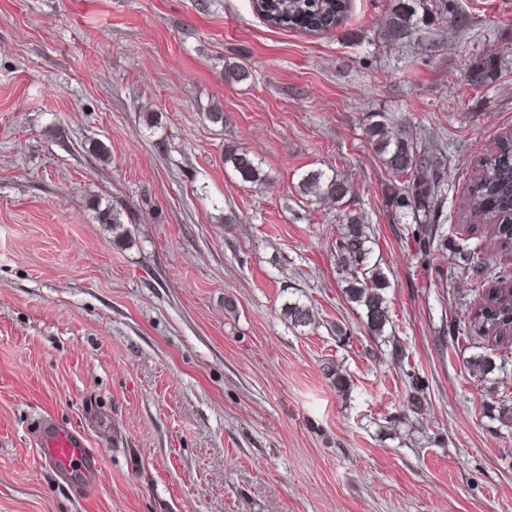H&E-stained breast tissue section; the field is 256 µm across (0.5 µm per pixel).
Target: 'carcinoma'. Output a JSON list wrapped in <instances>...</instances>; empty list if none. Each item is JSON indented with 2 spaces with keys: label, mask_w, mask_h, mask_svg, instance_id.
<instances>
[{
  "label": "carcinoma",
  "mask_w": 512,
  "mask_h": 512,
  "mask_svg": "<svg viewBox=\"0 0 512 512\" xmlns=\"http://www.w3.org/2000/svg\"><path fill=\"white\" fill-rule=\"evenodd\" d=\"M350 0H260L257 9L263 20L278 29L308 33H324L336 29L345 19ZM415 6L400 3L390 17L387 33L395 40L412 37L418 24ZM496 62H479L467 73V81L479 85L495 72ZM224 82L230 85L246 81L248 67L239 61L224 60ZM367 143L390 174L384 185L383 197L393 222L407 225V241L417 253L427 255L448 249L446 235L432 225L438 209V196L446 174L443 159L419 145L404 126L392 122L386 115L375 112L368 117L365 128ZM224 165L237 173L243 182L265 185L267 174L262 162L242 147L224 151ZM299 194L310 203L331 200L339 203L353 191L352 184L334 169L316 168L301 173ZM472 203L481 207L478 216L487 220L493 238L500 244L512 240V141H501L498 149L478 163L474 179L468 188ZM96 219L112 228L123 224V213L111 207H95ZM374 238L370 226L359 216H346L342 233L336 240V264L348 286V300L362 309V323L368 335L383 338L391 345L390 355L396 360L405 357L399 341L385 337L392 322L385 297L389 287L381 261H371ZM457 267L462 273L477 271L485 264L482 248L458 252ZM288 321L295 327L306 328L316 322L313 308L298 302L285 308ZM472 323L482 334L498 344H512V281L502 278L482 290L474 303ZM466 368L479 379L496 369L486 355H474L466 360ZM407 409L420 415L424 411V386L414 374H408Z\"/></svg>",
  "instance_id": "carcinoma-1"
}]
</instances>
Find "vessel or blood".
Returning a JSON list of instances; mask_svg holds the SVG:
<instances>
[{
    "instance_id": "b4317fda",
    "label": "vessel or blood",
    "mask_w": 512,
    "mask_h": 512,
    "mask_svg": "<svg viewBox=\"0 0 512 512\" xmlns=\"http://www.w3.org/2000/svg\"><path fill=\"white\" fill-rule=\"evenodd\" d=\"M35 433L41 447V461L53 472L67 473L77 468L87 473L96 471V457L76 433L48 419L36 424Z\"/></svg>"
}]
</instances>
